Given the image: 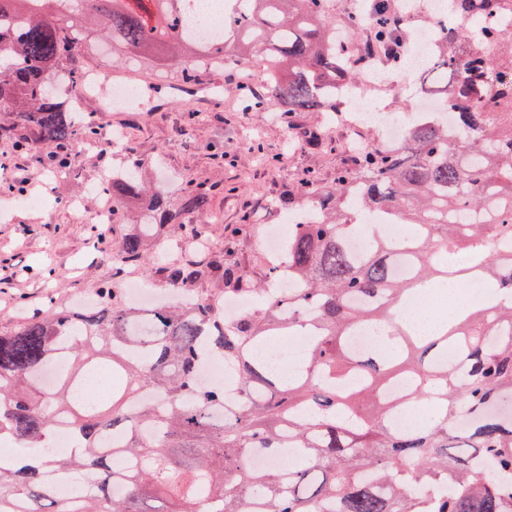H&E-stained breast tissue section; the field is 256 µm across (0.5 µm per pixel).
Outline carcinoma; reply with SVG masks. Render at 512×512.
Wrapping results in <instances>:
<instances>
[{
	"label": "carcinoma",
	"mask_w": 512,
	"mask_h": 512,
	"mask_svg": "<svg viewBox=\"0 0 512 512\" xmlns=\"http://www.w3.org/2000/svg\"><path fill=\"white\" fill-rule=\"evenodd\" d=\"M39 0H0V137L34 129L42 146L58 149L95 131L77 121L69 97L82 74L65 66L72 52L93 40L92 31L118 51L164 50L171 64L189 51L183 79L201 75L251 46L265 56L271 87L265 101L248 99L249 110L334 112L336 86L355 83L357 59L336 46L335 0H239L226 13L221 41L206 44L184 33L183 0H76L51 10ZM464 25H447L428 66L418 73L433 95L450 105L448 122L426 118L412 124L398 148L358 153V168L340 172L332 186L308 185L320 198L314 224L288 231V277L301 284L281 295L272 288L278 267L261 286L229 261L233 238L214 269L224 295L250 296L256 307L220 327L219 303L198 299L186 309L128 302L121 280L99 288V306L33 315L0 331V445L13 464L0 463V512H252L260 499L266 512H512V254L497 244L512 240V31L485 19L499 0H451ZM396 0H373L370 42L392 60L406 24L395 23ZM361 179L356 196L351 183ZM145 196L137 231L112 255V271L144 262L155 225L177 224L191 239L206 234L187 225L201 214L207 195L182 197L173 207L157 185L129 171L112 182V214L127 198ZM388 214L413 227L396 247L376 224L367 250L349 247L355 216ZM175 289L192 288L201 272L192 264L169 266ZM477 274L511 297L487 308L466 307L448 329L431 339L413 336L397 310L413 292ZM385 324L398 342L395 354L378 348L355 357L348 338L356 330ZM311 332L302 364L286 378L260 357L269 339ZM457 344L463 376L432 367L438 353ZM224 359L236 375L234 412L220 414L224 386L199 382L206 363ZM60 359L68 369L57 386L41 384L44 368ZM110 368L112 394L120 406L75 397L84 369ZM412 383L417 402L436 415L425 425L395 431L386 381ZM378 403L374 413L358 400ZM470 418L459 431L456 422ZM65 423L74 447L48 455L44 443ZM122 436L114 453L107 433ZM296 448L292 467L277 451ZM268 464L251 470L250 451ZM71 478L70 498H58L46 473ZM127 491L112 496V483ZM178 501L181 509L168 503Z\"/></svg>",
	"instance_id": "obj_1"
}]
</instances>
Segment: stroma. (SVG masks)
I'll list each match as a JSON object with an SVG mask.
<instances>
[{"mask_svg": "<svg viewBox=\"0 0 512 512\" xmlns=\"http://www.w3.org/2000/svg\"><path fill=\"white\" fill-rule=\"evenodd\" d=\"M104 52V65L121 69L132 63L142 75L137 111L84 115L98 135L118 134L120 148L105 153L91 148L85 139H74L64 149L68 169L53 176L43 162L42 146L31 145L23 154L17 152L14 139L0 138V163L25 164L41 182L43 198L39 207L14 206L8 220L0 219L2 331L19 324L21 316L43 315L96 295L99 286L111 280L112 268L103 262L102 251L133 227L119 219L107 234H100L89 221L97 205L85 193L89 183L136 169L151 177L164 176L175 204L188 190H205L209 232L204 248H188L181 233L158 226L148 258L133 274L147 287L166 294L170 287L159 271L160 263L192 261L203 270L196 284L199 294L220 300L224 285L207 268L212 256L223 252L224 239L233 229L248 225L236 259L252 276L264 278L270 254L262 231L283 223L286 212L280 201L290 198L301 203L304 183H334L337 171L351 166L354 142L375 145L381 140L372 123L353 126L339 117L326 120L319 112L243 111L245 88L262 97L268 92L264 62L258 57L250 58L249 69L228 64L198 77L195 95L175 101L168 87L176 78L159 64L158 52L131 54L109 46ZM302 126L318 130V146L292 149L291 133ZM74 198L83 199L81 211L70 208Z\"/></svg>", "mask_w": 512, "mask_h": 512, "instance_id": "35a3bbf8", "label": "stroma"}]
</instances>
